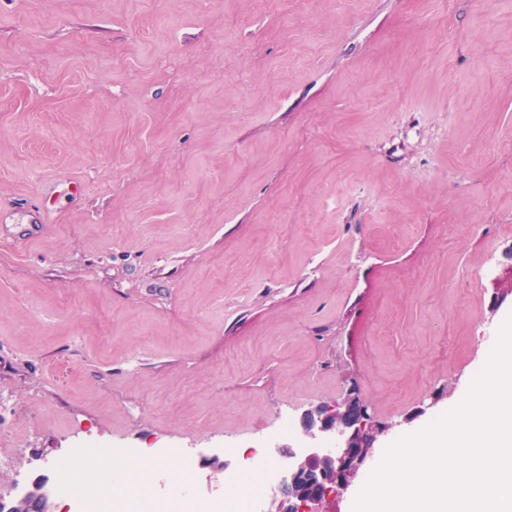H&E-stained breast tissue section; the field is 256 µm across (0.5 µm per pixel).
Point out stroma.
Masks as SVG:
<instances>
[{"label":"stroma","instance_id":"1","mask_svg":"<svg viewBox=\"0 0 512 512\" xmlns=\"http://www.w3.org/2000/svg\"><path fill=\"white\" fill-rule=\"evenodd\" d=\"M511 279L512 0H0L1 492L86 439L261 470L351 385L398 441Z\"/></svg>","mask_w":512,"mask_h":512}]
</instances>
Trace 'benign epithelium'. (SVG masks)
Returning a JSON list of instances; mask_svg holds the SVG:
<instances>
[{
	"label": "benign epithelium",
	"instance_id": "7a95c632",
	"mask_svg": "<svg viewBox=\"0 0 512 512\" xmlns=\"http://www.w3.org/2000/svg\"><path fill=\"white\" fill-rule=\"evenodd\" d=\"M408 423V418L392 424L374 420L353 392L322 405L317 413L303 418V437L297 447L274 448L281 461L261 512H334L336 501L372 458L379 438ZM52 507L50 495L42 488L0 503L4 512H52Z\"/></svg>",
	"mask_w": 512,
	"mask_h": 512
}]
</instances>
